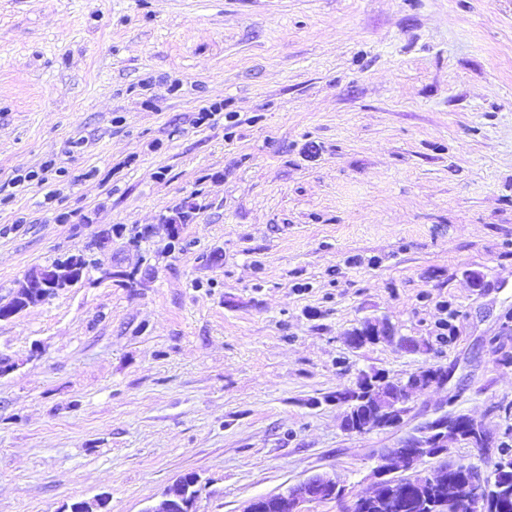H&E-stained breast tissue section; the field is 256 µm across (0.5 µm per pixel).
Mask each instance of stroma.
Listing matches in <instances>:
<instances>
[{
	"label": "stroma",
	"instance_id": "35a3bbf8",
	"mask_svg": "<svg viewBox=\"0 0 512 512\" xmlns=\"http://www.w3.org/2000/svg\"><path fill=\"white\" fill-rule=\"evenodd\" d=\"M80 255L0 321V512L353 497L434 417L504 431L512 0H0V306ZM374 319L418 350L349 348ZM429 364L343 429L337 391ZM81 278L82 273L78 267L65 271L62 265L41 267L25 278L14 298L22 300L23 305L28 306L35 301H44L56 288H65ZM422 377L418 373H410L407 377L408 382L403 391L402 397L396 405H393L385 412L370 411L366 412L359 421L352 426L348 424L346 415L343 420L344 430L350 433L364 434L372 428H398L403 421V416L407 412L405 404L416 392H424L432 388L443 387L448 383V370L438 365H430L423 369ZM195 486L196 482L181 483L176 490H169L145 512H194V498L198 496V492L194 489ZM183 507L188 510L184 511Z\"/></svg>",
	"mask_w": 512,
	"mask_h": 512
}]
</instances>
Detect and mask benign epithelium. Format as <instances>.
Listing matches in <instances>:
<instances>
[{"instance_id": "benign-epithelium-1", "label": "benign epithelium", "mask_w": 512, "mask_h": 512, "mask_svg": "<svg viewBox=\"0 0 512 512\" xmlns=\"http://www.w3.org/2000/svg\"><path fill=\"white\" fill-rule=\"evenodd\" d=\"M81 278V270L77 267L68 270L61 265L41 267L25 278L15 294V299L26 306L35 301L41 302L55 289L70 286ZM360 331L379 335L388 342L395 341L389 325L381 321L367 320L361 325ZM448 377V370L438 365L425 367L421 377L416 373L409 374L403 395L396 405L385 412H367L352 425L345 421L344 430L364 434L372 428L399 427L407 412L406 403L412 395L443 387L448 383ZM451 442H462L477 449L479 457L483 459L490 458L502 463L507 456V443L502 435L487 432L475 421L469 425L461 422L455 415L444 414L415 428L392 446L376 452L378 465L374 471L375 482L372 490L364 496L352 501L345 500V490L336 475L321 473L279 493L255 497L246 504L242 512H304L303 505L325 500L340 502L344 512H357L358 508L366 507L380 489L395 485V472L415 471L428 459L443 460V464L429 478L430 483L441 484L446 480V456ZM464 469L467 477L455 499L454 512H485L487 501L496 496L495 488L491 486L488 475L482 468L466 465ZM195 486L194 482L181 483L178 488L165 493L145 512H194V498L198 496Z\"/></svg>"}]
</instances>
